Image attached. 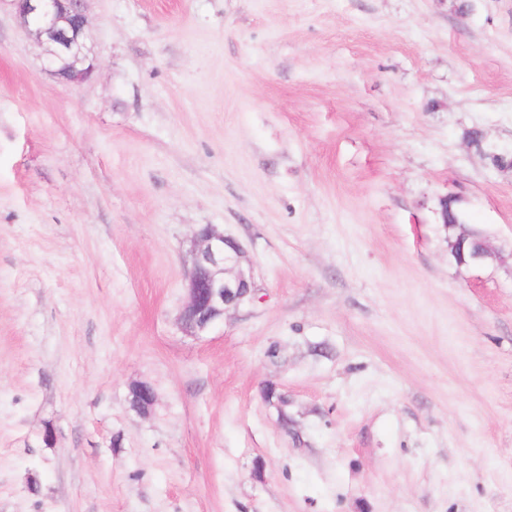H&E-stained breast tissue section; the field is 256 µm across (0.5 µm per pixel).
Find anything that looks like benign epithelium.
I'll return each mask as SVG.
<instances>
[{
  "label": "benign epithelium",
  "mask_w": 512,
  "mask_h": 512,
  "mask_svg": "<svg viewBox=\"0 0 512 512\" xmlns=\"http://www.w3.org/2000/svg\"><path fill=\"white\" fill-rule=\"evenodd\" d=\"M19 16L32 25L38 38L51 46V60L69 61V69L57 70L68 82H83L92 73L86 64L85 0H10ZM185 272L187 300L178 323L187 336L207 335L224 312L255 301L252 275L242 264V249L212 225L196 230L187 251ZM497 253L485 242L456 256L460 266L484 265Z\"/></svg>",
  "instance_id": "benign-epithelium-1"
}]
</instances>
